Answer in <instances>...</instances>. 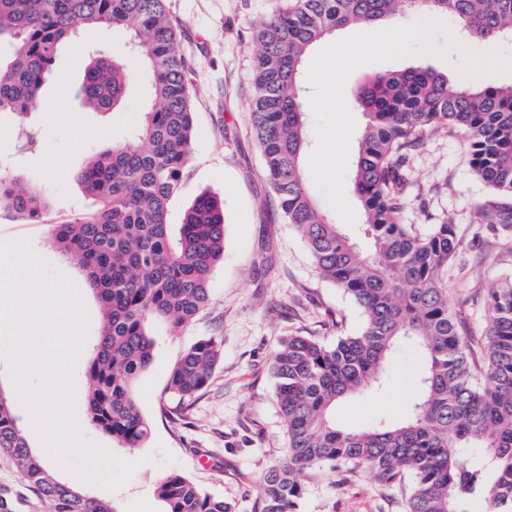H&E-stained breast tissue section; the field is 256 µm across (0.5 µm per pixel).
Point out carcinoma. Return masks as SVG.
Returning a JSON list of instances; mask_svg holds the SVG:
<instances>
[{
    "mask_svg": "<svg viewBox=\"0 0 512 512\" xmlns=\"http://www.w3.org/2000/svg\"><path fill=\"white\" fill-rule=\"evenodd\" d=\"M403 9L448 15L466 37L512 39V0H292L253 35L259 53L250 103L263 177L285 221L309 247L319 276L364 312L361 332L326 343L296 333L272 357L274 400L287 435L285 461L262 478L260 512H294L305 478L324 467L370 472L379 485L405 495V512H512V278L489 292L482 350L485 381L476 377L464 323L448 300L445 272L461 242L450 224L420 235L402 223V167L429 134L461 129L473 175L493 192L512 197V84L448 86L429 67L369 78L355 101L366 116L353 164L352 185L372 244L363 253L315 203L302 167L307 148L306 102L300 75L309 50L349 26H376ZM98 29L128 35L125 61L87 49L79 86L82 105L113 112L130 84L141 81V122L78 174L91 208L55 224L62 253L82 268L101 304L86 371V410L93 426L123 448H138L150 425L136 400V381L154 358L149 326L175 332L211 301L210 280L224 258V204L209 193L188 207L178 232L168 203L179 191L193 149L192 67L179 48L165 0H0V113L22 117L39 101L60 51ZM47 207L22 176H0V208L38 217ZM480 220L507 224L512 210L485 203ZM417 346L423 364L406 417L389 426L347 429L336 403L383 387L396 346ZM220 355L214 338L192 344L174 367L169 390L186 402L205 389ZM479 448L478 455L463 453ZM0 454L48 512H116L51 474L21 434L0 397ZM168 512H231L175 472L158 485Z\"/></svg>",
    "mask_w": 512,
    "mask_h": 512,
    "instance_id": "1",
    "label": "carcinoma"
}]
</instances>
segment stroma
I'll return each instance as SVG.
<instances>
[{"label": "stroma", "mask_w": 512, "mask_h": 512, "mask_svg": "<svg viewBox=\"0 0 512 512\" xmlns=\"http://www.w3.org/2000/svg\"><path fill=\"white\" fill-rule=\"evenodd\" d=\"M286 0H166L180 28V50L192 63L194 89L193 154L182 185L168 203V221L177 225L200 194L224 203V260L213 273L212 300L189 325L171 332L151 326L155 359L137 384L138 404L151 432L142 447L116 448V455L139 461L130 482L111 492L65 475V482L88 495L112 501L116 512H167L158 496L163 474L176 471L206 492L223 498L233 512H258L261 478L285 457L283 421L273 398L272 356L282 338L302 333L325 342L358 334L361 309L340 289L320 279L310 252L287 224L262 177L263 156L251 132V74L257 45L255 23L268 18ZM446 56L422 53L401 60L368 64L354 70L345 98L373 74L427 66L461 82L464 49L499 50L512 60V41L488 43L469 39L464 49L450 47L447 34H436ZM69 112L43 110L24 118L0 115V131L11 133L0 148V174H19L46 196L39 220L23 221L0 209V241L29 240L51 273L65 276L79 290L89 317V334L99 327V303L87 289L76 261L64 257L48 235L53 224L68 221L89 202L77 179L93 151L108 148L113 138L132 129L143 110V93L131 85L121 111H86L71 98ZM466 136L458 130L424 138L405 167L404 223L429 233L436 224L452 225L462 243L448 265V297L461 313L474 355H481L489 288L512 275V223L490 226L478 218L481 204L495 194L472 174ZM216 338L220 359L211 381L191 402L185 420L171 419L178 400L167 389L170 373L196 341ZM90 352H82L74 370V408L83 434L104 446L110 436L87 419L85 370ZM422 365L420 352L398 347L380 392H362L336 408L337 421L349 428L402 420L415 395L413 378ZM296 512H405L402 499L381 487L369 473L348 476L324 470L306 480Z\"/></svg>", "instance_id": "35a3bbf8"}]
</instances>
